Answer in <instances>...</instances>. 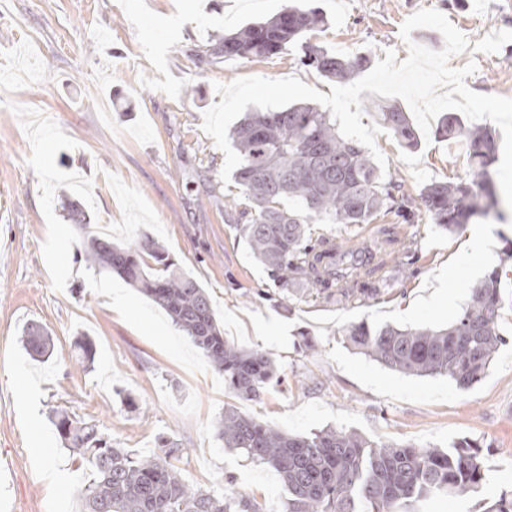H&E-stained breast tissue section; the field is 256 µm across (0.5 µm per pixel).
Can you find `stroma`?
Here are the masks:
<instances>
[{
    "label": "stroma",
    "instance_id": "stroma-1",
    "mask_svg": "<svg viewBox=\"0 0 512 512\" xmlns=\"http://www.w3.org/2000/svg\"><path fill=\"white\" fill-rule=\"evenodd\" d=\"M291 0H0V512H78L89 471L65 448L54 410L95 422L119 447L151 455L169 433L184 448V480L223 493L226 485L262 512H288V490L270 467L225 448L214 423L232 406L290 433L328 426L378 442L447 449L478 443L486 479L476 493L437 495L409 512H485L512 493V213L470 231L491 240L474 259L466 232L447 233L428 213L369 224H318L337 242L389 230L396 256L378 294L323 303L299 289L280 299L263 265L224 216L225 156L202 130L220 102L215 83L239 77H296L330 94L332 82L305 69L294 51L267 59L199 66L214 29L232 33L279 13ZM328 18L308 41L371 61L393 50L405 19L444 13L478 41V93L512 98V0H308ZM385 170L418 195L468 171L462 143L430 132L408 149L376 137ZM79 205L88 229L72 224ZM113 240L149 235L209 293L225 338L272 354L279 382L239 399L169 316L117 275L76 260L89 233ZM501 272L506 339L486 375L462 391L442 376H412L353 353L342 331L446 327L470 288ZM32 322L51 332L52 356L32 360L20 342ZM88 335L90 369L74 368L72 343Z\"/></svg>",
    "mask_w": 512,
    "mask_h": 512
}]
</instances>
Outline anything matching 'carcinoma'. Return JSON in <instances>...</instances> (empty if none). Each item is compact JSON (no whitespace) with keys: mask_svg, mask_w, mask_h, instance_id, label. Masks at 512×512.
Returning <instances> with one entry per match:
<instances>
[{"mask_svg":"<svg viewBox=\"0 0 512 512\" xmlns=\"http://www.w3.org/2000/svg\"><path fill=\"white\" fill-rule=\"evenodd\" d=\"M326 17L301 3L234 33L213 32L211 54L226 59L266 58L290 47L300 63L326 78L350 81L370 58L336 55L301 41L322 29ZM379 118L402 146L413 149L419 137L407 112L379 105ZM438 134L464 140L469 174L460 183L434 182L418 198L401 182L385 177L357 141L344 138L328 110L309 105L249 112L230 131L242 162L232 174L239 192L224 200L239 236L270 272L288 299L299 285L315 297L348 300L378 293L388 280L384 240L377 236L353 244L311 243L314 224H369L380 212L403 224L415 223L424 208L433 224L454 233L497 211L491 164L495 140L482 126L466 127L453 116L441 119ZM79 254L85 262L114 272L164 310L200 350L211 367L243 400H254L275 378L273 358L224 339L211 298L193 276L181 271L154 238L126 244L92 236ZM502 295L499 270L470 288L469 299L445 328L347 326V344L381 366L416 376H446L467 390L486 374L503 339L498 331ZM21 341L35 359L51 354L53 338L31 324ZM76 365L91 363L86 337L75 340ZM55 426L65 445L76 451L90 479L80 491L81 512H259L256 503L230 488L219 495L187 484L179 463L183 448L170 434L156 437V451L137 456L117 448L96 425L63 411ZM224 447L276 470L288 488V512H399L440 493L476 492L485 480L479 446L460 440L448 450L375 442L354 431L327 427L305 436L289 435L234 407L214 424Z\"/></svg>","mask_w":512,"mask_h":512,"instance_id":"cac0c4a2","label":"carcinoma"}]
</instances>
